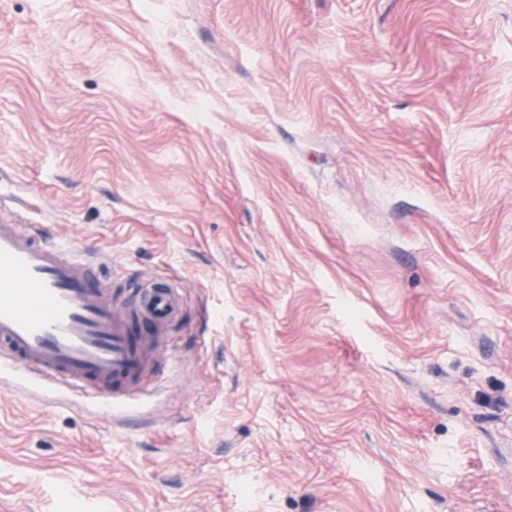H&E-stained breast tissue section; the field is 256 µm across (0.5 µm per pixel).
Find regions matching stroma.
Here are the masks:
<instances>
[{"instance_id": "obj_1", "label": "stroma", "mask_w": 512, "mask_h": 512, "mask_svg": "<svg viewBox=\"0 0 512 512\" xmlns=\"http://www.w3.org/2000/svg\"><path fill=\"white\" fill-rule=\"evenodd\" d=\"M0 224L182 301L0 512H512V0H0Z\"/></svg>"}]
</instances>
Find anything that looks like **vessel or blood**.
<instances>
[{
	"label": "vessel or blood",
	"instance_id": "1",
	"mask_svg": "<svg viewBox=\"0 0 512 512\" xmlns=\"http://www.w3.org/2000/svg\"><path fill=\"white\" fill-rule=\"evenodd\" d=\"M180 310L177 289L148 280L130 299L108 297L90 262L0 224L1 370L117 416Z\"/></svg>",
	"mask_w": 512,
	"mask_h": 512
}]
</instances>
